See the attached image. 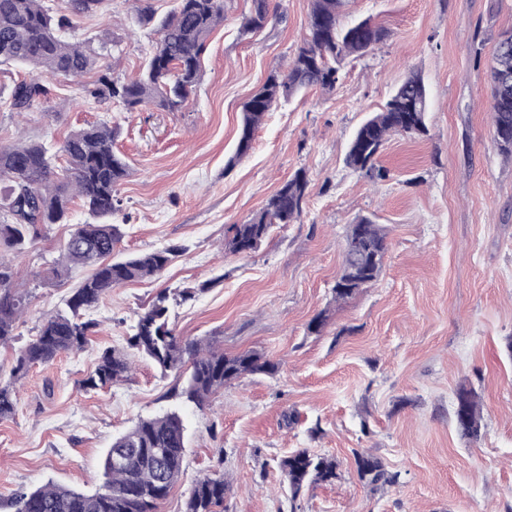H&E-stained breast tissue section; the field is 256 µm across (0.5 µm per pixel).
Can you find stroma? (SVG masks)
Wrapping results in <instances>:
<instances>
[{
    "label": "stroma",
    "instance_id": "stroma-1",
    "mask_svg": "<svg viewBox=\"0 0 512 512\" xmlns=\"http://www.w3.org/2000/svg\"><path fill=\"white\" fill-rule=\"evenodd\" d=\"M141 2L158 20L175 5L106 0L73 16L74 41L106 36L114 45L93 71L61 81L27 113L12 112L9 100L28 68L0 65V147L55 149L85 124L116 127L113 149L130 166L113 218L125 226L117 255L185 248L160 276L101 300L84 352L34 366L17 383L16 413L0 421V512H15L19 491L48 482L99 490L113 437L173 410L186 428L184 475L157 512H182L195 479L216 470L230 483L225 512H512V161L492 141L489 90L512 0H347L344 21L371 20L386 41L346 59L335 90L302 92L270 112L237 162L242 104L302 41L310 0H271L278 18L251 34L241 31L251 0H226L182 111L87 101L81 87L98 74L139 77L157 38L137 20ZM413 71L428 88L429 133L392 136L378 157L389 177L371 181L347 166L348 143ZM301 168L309 187L300 221L274 227L250 256L225 253L227 226L248 220ZM362 217L389 230L383 272L337 303L345 229ZM88 219L74 202L69 223L46 226L17 258L14 289L28 306L15 341L0 346L1 380L16 348L87 276L81 268L59 282L44 271L72 225ZM188 288L197 289L194 300L170 305L177 333L214 340L228 354L264 352L277 372L232 382L202 410L181 398L182 373H161L140 356L129 381L83 389L103 349L126 350L131 325L158 292ZM322 312L324 330L309 333ZM462 386L483 405L475 442L451 421ZM296 448L335 458L338 477L293 501L277 462ZM357 450L398 473L397 484L374 490L360 481Z\"/></svg>",
    "mask_w": 512,
    "mask_h": 512
}]
</instances>
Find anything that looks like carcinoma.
Segmentation results:
<instances>
[{"instance_id": "carcinoma-1", "label": "carcinoma", "mask_w": 512, "mask_h": 512, "mask_svg": "<svg viewBox=\"0 0 512 512\" xmlns=\"http://www.w3.org/2000/svg\"><path fill=\"white\" fill-rule=\"evenodd\" d=\"M343 0H311L306 33L288 68L270 72L264 83L244 103L238 132L236 157L252 148L254 136L268 113L302 90L316 87L332 91L341 75L338 63L347 56H364L389 36L388 31L365 19L342 20ZM104 0H66L65 12H52L43 0H0V63L14 62L37 71L29 80L15 83L10 107L22 114L47 102L50 88L42 73L77 77L94 68L97 53L68 40V13L93 14ZM271 19L270 0H251L241 32L253 33ZM224 21V0H176V6L156 28L157 39L141 75L121 81L106 74L82 85L83 96L97 103L113 104L127 112L153 105L179 112L201 79L202 56L207 40ZM493 99L492 139L498 152L512 159V30L499 35L490 67ZM428 98L421 76L411 73L386 102L382 111L367 119L356 131L347 152V164L373 180L383 181L389 172L378 165L380 150L392 135L403 134L411 125L415 134H428ZM115 132L105 123L89 124L72 132L60 151L66 166H56V154L42 143H19L0 147V251L20 254L31 248L48 224L69 223L74 196L82 199L91 221L73 225L64 249L47 270L50 280L69 276L78 267L91 274L73 289L67 310L47 317L36 336L18 349L11 370L17 381L37 364H47L62 353L86 349L97 323L85 318L112 289L160 275L184 252L176 245L112 259L124 232L112 223L121 211L119 186L129 175V165L112 150ZM309 186L305 170L297 171L246 222L232 224L224 250L233 255L256 251L276 225L294 224L303 213ZM387 228L367 218L355 220L344 235L340 278L343 287L332 288L333 298L344 302L360 289L376 282L387 251ZM14 266L0 255V345L14 340L15 323L26 309V298L17 294ZM169 293L159 292L138 315L127 339L128 346L150 359L164 372L185 371L181 396L197 407L228 383L245 375L269 374L278 363L248 350L227 355L212 339L187 340L170 323ZM131 361L115 349L104 350L94 370L84 380L87 389H100L129 380ZM458 406L452 418L461 437H481L483 415L475 392L457 391ZM16 412V393L11 384H0V420ZM128 450L126 465L112 467V452ZM360 480L372 487L394 485L399 474L387 470L376 457L353 450ZM185 425L179 413L139 420L119 434L105 452L101 467L104 482L92 494L49 482L21 492L16 512H155L183 474ZM335 459L307 449L290 452L279 461L288 482L291 500L312 484L336 479ZM229 483L214 472L192 484L184 512H224Z\"/></svg>"}]
</instances>
